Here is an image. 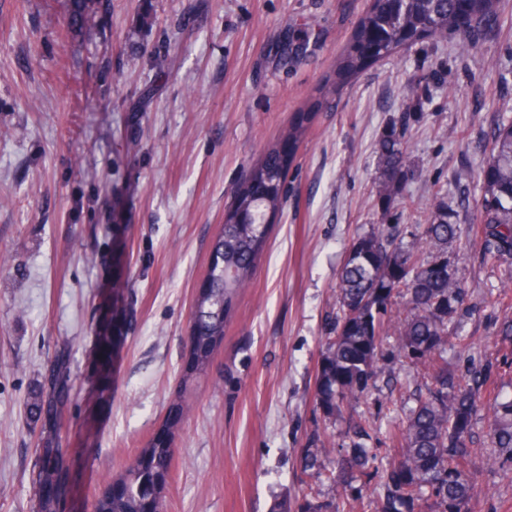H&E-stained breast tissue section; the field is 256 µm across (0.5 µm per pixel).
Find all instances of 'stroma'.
<instances>
[{"mask_svg":"<svg viewBox=\"0 0 512 512\" xmlns=\"http://www.w3.org/2000/svg\"><path fill=\"white\" fill-rule=\"evenodd\" d=\"M87 4L100 19L90 32L72 26V0H0V512H36L39 427L26 404L59 349L73 385L61 429L75 449L67 512H93L105 478L162 427L232 191L306 112L283 211L173 435L167 512L332 502L302 451L318 433L346 455L352 417L371 427L368 471L388 468L391 435L422 383L394 337L351 417L315 405L316 373L349 245L394 227L397 247L420 251L431 196L461 235L448 258L466 304L448 332V366L481 376L485 400L512 398V347L498 342L512 316V260L487 254L473 223L475 173L499 118L512 117V0L476 47L451 33L402 48L323 107L319 89L369 0ZM392 132L412 165L389 204L375 145ZM106 324L116 349L102 388L94 357ZM470 448L466 512H512V463L499 459L486 416Z\"/></svg>","mask_w":512,"mask_h":512,"instance_id":"1","label":"stroma"}]
</instances>
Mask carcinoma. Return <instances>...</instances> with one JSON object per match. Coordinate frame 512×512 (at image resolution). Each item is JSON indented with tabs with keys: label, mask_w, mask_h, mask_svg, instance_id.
<instances>
[{
	"label": "carcinoma",
	"mask_w": 512,
	"mask_h": 512,
	"mask_svg": "<svg viewBox=\"0 0 512 512\" xmlns=\"http://www.w3.org/2000/svg\"><path fill=\"white\" fill-rule=\"evenodd\" d=\"M499 11V0H375L345 49L336 80L322 88L323 98L334 97L346 82L374 62L365 54L373 46L378 53H393L418 42L421 32L429 39H443L451 30L473 38L488 30ZM73 23L85 29L96 26V14L74 4ZM382 170L380 194L390 202L401 191L410 153L392 135L377 144ZM261 177L272 184L267 199L251 197L248 182ZM482 196L477 208L479 232L486 253L512 258V119L497 123L488 161L477 174ZM283 204L281 172L269 171L259 162L249 168L234 189L216 239L208 272L209 288L197 301L186 342L181 388L171 409L190 408L187 390L213 366L216 350L224 341V324L240 291L251 282L277 212ZM432 218L424 231V248L430 258L393 246L381 232H369L352 242L339 276L336 336L329 339L317 370L314 400L328 415H340L346 406L364 397L380 374L379 349L387 331L397 336L399 354L427 370L426 393L417 400L406 420L391 437L394 459L386 472L378 512H415L427 497L435 498L440 512H463L474 492L466 461L474 422L481 410V383L460 380L448 370L445 358L448 327L454 321L465 293L448 272V249L458 238L459 225L448 220L437 199H432ZM404 304L392 324L385 316L391 298ZM100 382H110L112 337H101ZM70 355L56 352L28 400V413L41 427L40 443L30 481L36 493L37 512H64L71 485L65 471L64 447L51 433L63 423L71 397ZM494 446L512 458V400L488 405ZM180 417L169 415L163 428L138 449L116 477L105 481L95 512H166L164 491L175 449L172 436ZM357 438L353 453L336 462L327 478L342 489L353 490L357 476L366 472L367 450L361 439L368 435L361 422L351 425ZM330 444L316 438L303 449L304 469H312L328 457Z\"/></svg>",
	"instance_id": "obj_1"
}]
</instances>
